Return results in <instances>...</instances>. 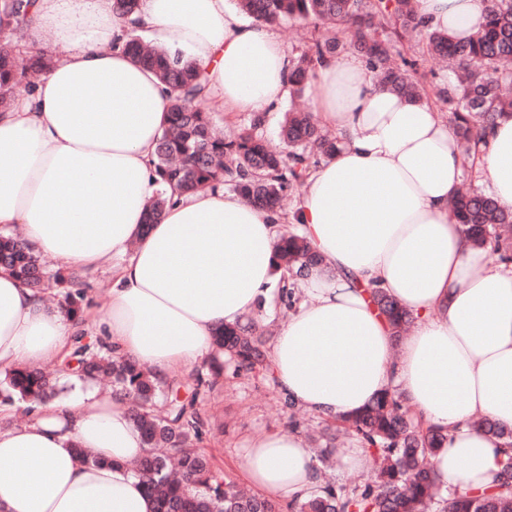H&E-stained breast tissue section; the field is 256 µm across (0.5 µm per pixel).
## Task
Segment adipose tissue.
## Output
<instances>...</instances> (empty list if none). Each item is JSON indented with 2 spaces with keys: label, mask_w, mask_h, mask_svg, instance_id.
Masks as SVG:
<instances>
[{
  "label": "adipose tissue",
  "mask_w": 512,
  "mask_h": 512,
  "mask_svg": "<svg viewBox=\"0 0 512 512\" xmlns=\"http://www.w3.org/2000/svg\"><path fill=\"white\" fill-rule=\"evenodd\" d=\"M226 2L140 0L131 26L112 0H35L29 36L51 35L53 62L0 112V226L21 225L29 248L66 267L111 268L105 336L162 381L211 360L218 329L245 324L275 282L287 225H301L322 261L301 276L303 299L271 349L279 391L326 419L402 393L448 432L432 459L439 481L493 485L502 452L471 421L512 428V267L486 265L448 207L460 147L432 106L379 86L357 55L327 58L312 111L340 144L291 211L206 189L148 220L168 93L124 52L129 28L188 49L225 108L262 117L288 92V51L273 26L243 21ZM415 5L424 25L464 38L483 24L487 0ZM478 165L512 211V117L486 130ZM376 287L414 318L409 336L396 338ZM73 340L60 308L0 273L1 370L61 361ZM79 448L97 464L81 462ZM146 451L129 409L80 381L73 398L33 405L28 423L0 430V512H154L130 467ZM242 466L273 500L316 486L311 450L292 429L248 440Z\"/></svg>",
  "instance_id": "adipose-tissue-1"
}]
</instances>
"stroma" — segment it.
Returning <instances> with one entry per match:
<instances>
[{
    "label": "stroma",
    "mask_w": 512,
    "mask_h": 512,
    "mask_svg": "<svg viewBox=\"0 0 512 512\" xmlns=\"http://www.w3.org/2000/svg\"><path fill=\"white\" fill-rule=\"evenodd\" d=\"M197 407L207 422L203 448L224 477L243 486L248 483L242 466L247 439L291 427L305 434L324 423L318 415L290 408L276 384L261 372L236 370L229 358L224 361L223 384L200 395Z\"/></svg>",
    "instance_id": "1"
}]
</instances>
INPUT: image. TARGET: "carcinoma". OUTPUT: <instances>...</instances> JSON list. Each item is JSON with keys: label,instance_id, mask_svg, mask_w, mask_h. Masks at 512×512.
<instances>
[{"label": "carcinoma", "instance_id": "1", "mask_svg": "<svg viewBox=\"0 0 512 512\" xmlns=\"http://www.w3.org/2000/svg\"><path fill=\"white\" fill-rule=\"evenodd\" d=\"M486 21L465 40L445 31L424 29L414 0H237L238 7L257 21L278 24L303 20L326 33L312 40L308 51L291 62L289 93L301 98L312 89L320 62L344 51L362 56L376 72L379 83L418 101L448 106L460 140L463 160L478 155L483 133L499 119L512 117V0H487ZM31 0H0V111L10 108L18 95L32 90L35 80L51 64L44 53L18 65L24 54ZM425 38L428 52L448 62L455 78L428 89L418 63L395 52L412 35ZM125 50L132 59L154 71L171 99L167 127L157 143L153 166L160 182L179 192L227 186L248 201L269 210L281 209L288 192L304 184L311 168L336 150L338 137L326 132L309 112H289L281 128L283 149L272 147L261 133L262 122L226 137L217 133L212 113L202 104L209 98L203 72L179 51L149 47L134 33L127 34ZM450 209L464 237L474 246L488 244L512 260V212L499 207L481 191L460 193ZM321 257L304 236L289 233L280 246L279 296L292 297L288 273L302 271ZM15 275L42 292L48 273L35 252L18 237L0 235V273ZM66 283L61 309L77 322L83 314L84 290L74 271L55 273ZM375 299L402 334L410 316L383 291ZM220 352L246 370L266 371V338L243 327L226 326L218 332ZM76 362L80 377H109L114 394L129 401L139 425L146 455L132 466L157 512H512V428L487 419L474 427L495 438L505 459L495 487L483 491L453 490L441 495V483L431 457L448 440L440 428L427 427L407 415L402 395L388 393L364 410L342 418L358 442L373 457L375 480L362 488L330 485L305 499L286 505L240 491L215 469L211 458L198 448L206 422L196 408L203 390H210L224 375L217 360L209 371L193 379L191 397L179 390L167 392L151 372L130 358L95 350L77 337V346L58 371ZM58 393L48 377L30 368H14L0 380V403H45Z\"/></svg>", "mask_w": 512, "mask_h": 512}]
</instances>
